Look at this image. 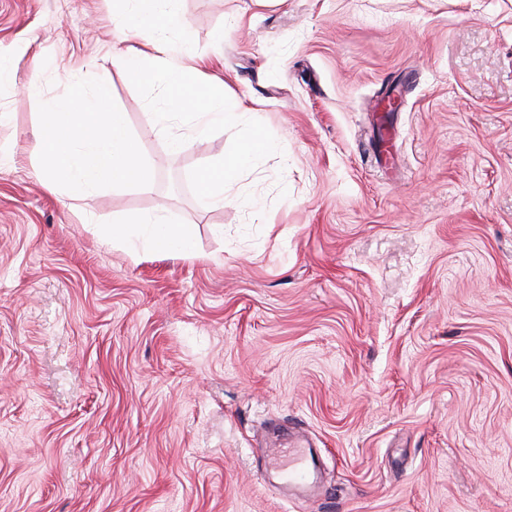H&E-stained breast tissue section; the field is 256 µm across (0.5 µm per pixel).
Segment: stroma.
Returning <instances> with one entry per match:
<instances>
[{"label":"stroma","mask_w":512,"mask_h":512,"mask_svg":"<svg viewBox=\"0 0 512 512\" xmlns=\"http://www.w3.org/2000/svg\"><path fill=\"white\" fill-rule=\"evenodd\" d=\"M179 6L235 129L162 117L121 0H0V512H512V0ZM103 81L152 189L51 190L41 115ZM142 214L193 255L101 233ZM268 142L264 138L254 139L237 156L220 166L206 170L200 177L203 194L214 204L224 205V184L232 182L241 166L253 156L264 152ZM271 470L278 475L282 483L294 485H306L311 474L310 464L305 454L299 458L289 459V462L271 465Z\"/></svg>","instance_id":"stroma-1"}]
</instances>
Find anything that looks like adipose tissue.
<instances>
[{
    "label": "adipose tissue",
    "instance_id": "1",
    "mask_svg": "<svg viewBox=\"0 0 512 512\" xmlns=\"http://www.w3.org/2000/svg\"><path fill=\"white\" fill-rule=\"evenodd\" d=\"M122 31L136 32L139 45L126 55L129 74L137 81L162 89L161 101L172 114L185 116L197 135L243 120L224 96L223 81L196 65L186 64L188 50L170 33L187 26L178 0H124ZM46 145L43 174L57 187L88 190L136 186L148 189L150 176L131 138L124 113L110 103L107 83L94 97L68 100L41 115ZM268 147L266 139L253 140L237 156L200 177L203 194L214 204L224 202V186L241 166ZM105 236L126 245L144 242L152 250L191 255L193 232L183 224L166 223L159 215L134 216L113 224Z\"/></svg>",
    "mask_w": 512,
    "mask_h": 512
}]
</instances>
